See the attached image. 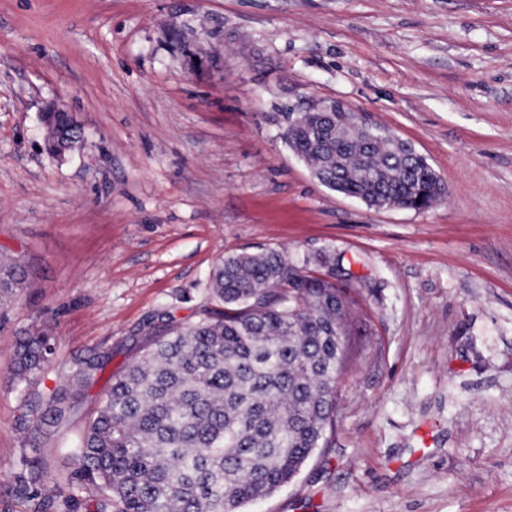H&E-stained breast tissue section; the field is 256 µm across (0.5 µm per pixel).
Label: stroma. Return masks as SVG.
<instances>
[{"label":"stroma","instance_id":"35a3bbf8","mask_svg":"<svg viewBox=\"0 0 512 512\" xmlns=\"http://www.w3.org/2000/svg\"><path fill=\"white\" fill-rule=\"evenodd\" d=\"M312 99L388 127L447 197L374 210L320 185L270 119ZM54 100L86 134L60 160ZM269 249L343 256L361 310L326 447L245 512H512V0H0V254L26 275L0 309V512H33L20 469H72L149 327ZM41 330L49 363L13 381ZM93 349L113 358L79 415L20 430L23 395ZM51 350V336L42 331L20 340L9 362L13 378L18 382L26 381L40 371L49 362Z\"/></svg>","mask_w":512,"mask_h":512}]
</instances>
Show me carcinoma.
<instances>
[{
    "label": "carcinoma",
    "mask_w": 512,
    "mask_h": 512,
    "mask_svg": "<svg viewBox=\"0 0 512 512\" xmlns=\"http://www.w3.org/2000/svg\"><path fill=\"white\" fill-rule=\"evenodd\" d=\"M337 118L277 113L284 144L321 185L369 204L414 210L441 178L421 155L388 139L348 138ZM53 126L47 153L76 136L73 116ZM326 266L317 273L310 264ZM334 256L298 265L282 251L228 256L215 268L211 297L192 323L168 318L148 332L143 356L112 379L72 453L74 468L55 475L57 512H241L289 483L325 445L345 382L356 300L336 287ZM20 265L0 259V307L23 287ZM51 336L20 340L9 367L22 382L49 362ZM112 350L79 358L57 387L24 400L19 427L57 428L79 411L72 387L96 383ZM48 467L13 477L19 496Z\"/></svg>",
    "instance_id": "obj_1"
}]
</instances>
